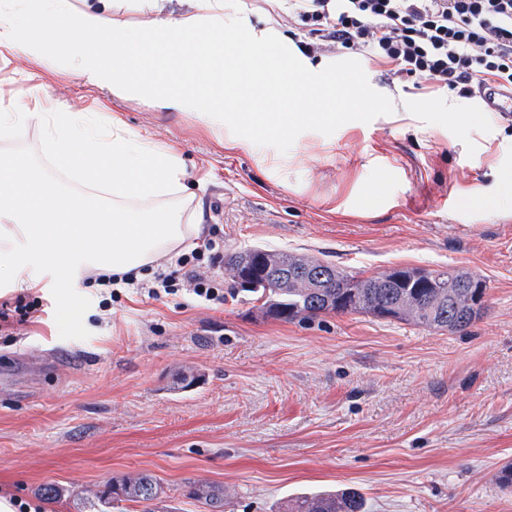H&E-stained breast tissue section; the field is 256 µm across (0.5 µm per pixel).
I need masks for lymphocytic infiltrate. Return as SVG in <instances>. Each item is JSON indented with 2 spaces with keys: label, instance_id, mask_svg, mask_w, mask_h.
Here are the masks:
<instances>
[{
  "label": "lymphocytic infiltrate",
  "instance_id": "f902f5d3",
  "mask_svg": "<svg viewBox=\"0 0 512 512\" xmlns=\"http://www.w3.org/2000/svg\"><path fill=\"white\" fill-rule=\"evenodd\" d=\"M288 19L305 27L310 53H366L388 64L391 83L468 99L486 84L512 86V0H288ZM220 249L211 239L179 255L155 272L148 297L223 300V282L204 273Z\"/></svg>",
  "mask_w": 512,
  "mask_h": 512
}]
</instances>
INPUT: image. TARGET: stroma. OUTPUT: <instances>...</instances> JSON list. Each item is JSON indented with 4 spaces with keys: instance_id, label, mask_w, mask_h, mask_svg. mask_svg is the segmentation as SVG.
<instances>
[{
    "instance_id": "35a3bbf8",
    "label": "stroma",
    "mask_w": 512,
    "mask_h": 512,
    "mask_svg": "<svg viewBox=\"0 0 512 512\" xmlns=\"http://www.w3.org/2000/svg\"><path fill=\"white\" fill-rule=\"evenodd\" d=\"M426 124L444 91L388 83ZM75 112L122 113L130 132L173 146L185 197L225 252L254 245L353 271L458 268L487 284L467 333L366 314L285 322L248 296L153 300L81 280L35 293L39 311L0 332V496L81 512L112 479L147 472L168 512H208L194 485L223 489L224 512H287L311 493H360L366 512H512V209L493 162L512 168V125L481 144L456 124L425 133L371 121L334 148L273 172L224 151L191 115L104 98L62 63L41 69ZM46 128L0 135V157L40 168ZM479 192L480 207L465 203ZM355 215L333 213L340 203ZM195 383L182 387V377ZM64 489L45 498L43 488Z\"/></svg>"
}]
</instances>
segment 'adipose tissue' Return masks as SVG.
I'll use <instances>...</instances> for the list:
<instances>
[{
  "label": "adipose tissue",
  "mask_w": 512,
  "mask_h": 512,
  "mask_svg": "<svg viewBox=\"0 0 512 512\" xmlns=\"http://www.w3.org/2000/svg\"><path fill=\"white\" fill-rule=\"evenodd\" d=\"M0 0V56L50 65L64 55L84 85L118 99L194 116L225 151L280 172L331 147L385 104L390 121L415 126L419 113L393 95L371 94L355 67L308 55L284 29L242 0ZM145 10L138 26L117 21ZM45 120L47 168L17 154L0 160V288L43 292L76 287L87 274L158 265L202 226L176 203L189 174L179 152L131 134L120 113L102 129L85 112L52 103L43 85L0 108V130ZM85 191H63L60 176ZM111 204H103V193Z\"/></svg>",
  "instance_id": "1"
}]
</instances>
